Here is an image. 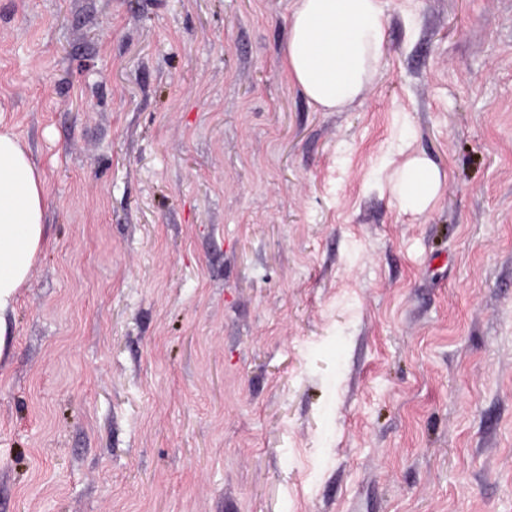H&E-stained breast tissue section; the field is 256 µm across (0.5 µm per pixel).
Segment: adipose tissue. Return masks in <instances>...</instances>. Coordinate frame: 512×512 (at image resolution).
<instances>
[{"label":"adipose tissue","instance_id":"1","mask_svg":"<svg viewBox=\"0 0 512 512\" xmlns=\"http://www.w3.org/2000/svg\"><path fill=\"white\" fill-rule=\"evenodd\" d=\"M283 62L289 79L322 111L352 105L371 84L384 44L382 0H293ZM441 186L427 159L407 162L404 206L425 210ZM46 179L15 134L0 127V337L16 296L44 250Z\"/></svg>","mask_w":512,"mask_h":512}]
</instances>
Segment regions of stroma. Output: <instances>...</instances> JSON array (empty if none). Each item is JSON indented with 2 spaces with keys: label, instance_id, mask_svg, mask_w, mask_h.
I'll return each mask as SVG.
<instances>
[{
  "label": "stroma",
  "instance_id": "obj_1",
  "mask_svg": "<svg viewBox=\"0 0 512 512\" xmlns=\"http://www.w3.org/2000/svg\"><path fill=\"white\" fill-rule=\"evenodd\" d=\"M291 6L0 0L49 227L0 512H512V0H383L340 112L284 70ZM440 186L439 170L427 159L415 157L406 163L398 194L407 209L421 212L437 197Z\"/></svg>",
  "mask_w": 512,
  "mask_h": 512
}]
</instances>
